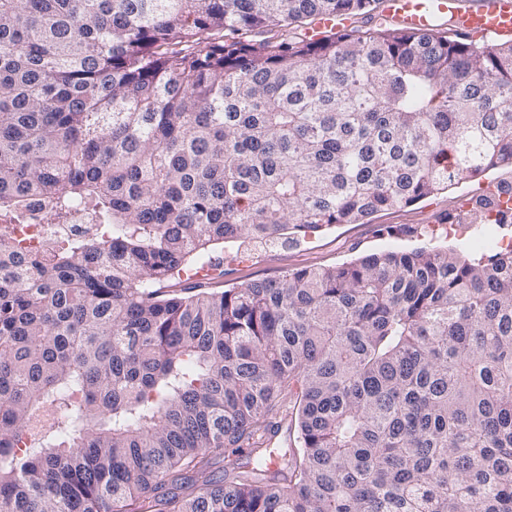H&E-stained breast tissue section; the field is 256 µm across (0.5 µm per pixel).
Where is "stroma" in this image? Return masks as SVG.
<instances>
[{
    "mask_svg": "<svg viewBox=\"0 0 512 512\" xmlns=\"http://www.w3.org/2000/svg\"><path fill=\"white\" fill-rule=\"evenodd\" d=\"M477 185V180H467L404 208L376 213L365 223L323 228L296 245L257 247L251 265L225 266L223 285L238 287L294 268L334 266L386 249L413 250L424 244L417 235L420 225L453 224L463 219L459 201Z\"/></svg>",
    "mask_w": 512,
    "mask_h": 512,
    "instance_id": "35a3bbf8",
    "label": "stroma"
}]
</instances>
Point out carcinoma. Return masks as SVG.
Instances as JSON below:
<instances>
[{
    "mask_svg": "<svg viewBox=\"0 0 512 512\" xmlns=\"http://www.w3.org/2000/svg\"><path fill=\"white\" fill-rule=\"evenodd\" d=\"M336 14L0 0V215L112 227L0 238V512H512L511 248L182 278L512 169V41ZM42 214V202L31 199L25 221L20 224H2L0 237H9L19 255L27 257L48 254L58 241L77 235L100 233L103 230L102 225L95 224L80 206L70 210L64 223L61 221L59 224H45Z\"/></svg>",
    "mask_w": 512,
    "mask_h": 512,
    "instance_id": "obj_1",
    "label": "carcinoma"
}]
</instances>
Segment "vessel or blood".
<instances>
[{
	"instance_id": "b4317fda",
	"label": "vessel or blood",
	"mask_w": 512,
	"mask_h": 512,
	"mask_svg": "<svg viewBox=\"0 0 512 512\" xmlns=\"http://www.w3.org/2000/svg\"><path fill=\"white\" fill-rule=\"evenodd\" d=\"M381 14L415 32L437 28L450 18L455 32L475 38L512 39V0H477L461 9L457 0H382Z\"/></svg>"
}]
</instances>
